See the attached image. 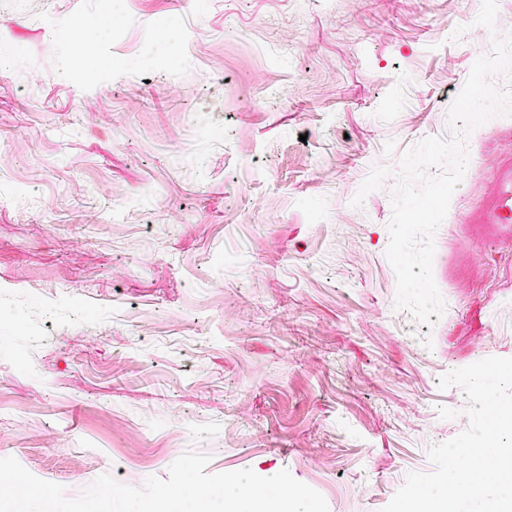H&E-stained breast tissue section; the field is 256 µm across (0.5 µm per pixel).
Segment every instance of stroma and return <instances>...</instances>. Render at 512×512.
<instances>
[{
    "instance_id": "35a3bbf8",
    "label": "stroma",
    "mask_w": 512,
    "mask_h": 512,
    "mask_svg": "<svg viewBox=\"0 0 512 512\" xmlns=\"http://www.w3.org/2000/svg\"><path fill=\"white\" fill-rule=\"evenodd\" d=\"M481 0H0V455L77 497L288 470L381 512L467 426L446 373L512 358V234L462 224L512 156L475 129L434 238L433 326L396 309L398 170L477 59ZM160 21L171 40L155 43ZM99 65L87 69L88 53ZM99 23L91 25L82 20H72L70 26L63 32L69 40L81 41L83 44L97 42L100 24L106 21L112 13V0H99Z\"/></svg>"
}]
</instances>
